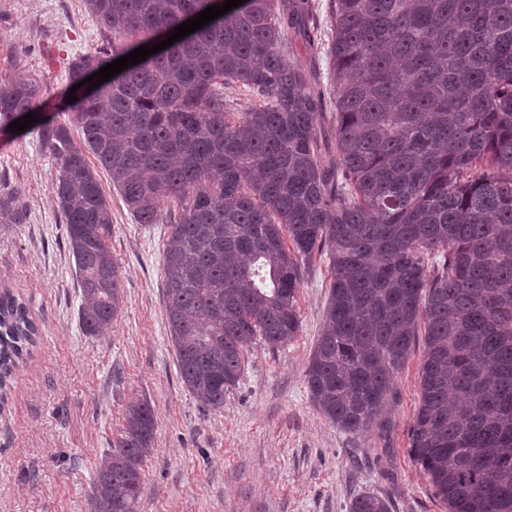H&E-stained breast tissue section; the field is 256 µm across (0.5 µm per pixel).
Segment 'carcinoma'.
Wrapping results in <instances>:
<instances>
[{"label":"carcinoma","instance_id":"carcinoma-1","mask_svg":"<svg viewBox=\"0 0 512 512\" xmlns=\"http://www.w3.org/2000/svg\"><path fill=\"white\" fill-rule=\"evenodd\" d=\"M214 4L85 0L111 39L71 61L69 85ZM329 18L327 163L316 70L286 59L290 35L316 45L309 0H246L99 87L81 86L70 104L79 146L43 118L29 83L0 86V130L34 113L57 160L85 335L111 326L122 303L112 210L90 153L138 223L171 225L169 335L201 404L223 406L256 338L281 347L298 336L299 288L324 258L313 406L345 432L369 431L424 336L411 454L448 512H512V0H329ZM237 85L258 98L249 112L227 106L224 88ZM23 218L1 194L0 219ZM36 335L27 304L1 294V389ZM154 428L149 403L127 406L95 468L89 512H139ZM350 512L390 504L364 494ZM320 68H321V74L319 72L317 73L320 76L319 79V86L321 88V91H323L326 99V109L324 110L323 118H321L318 121V135L320 138V142L322 147L327 148L334 147V140H333V123H332V110L330 107V98H332V87L327 82V61L323 55L320 54Z\"/></svg>","mask_w":512,"mask_h":512}]
</instances>
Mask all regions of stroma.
<instances>
[{"mask_svg":"<svg viewBox=\"0 0 512 512\" xmlns=\"http://www.w3.org/2000/svg\"><path fill=\"white\" fill-rule=\"evenodd\" d=\"M106 36L84 0H0V85L25 81L43 113L71 124L64 90L72 59ZM58 166L34 129L0 130V194L20 192L21 224L0 223V291L28 305L39 329L0 404V512H87L92 474L119 435L127 405L155 411L142 466V512H350L372 493L392 512H447L413 459L416 344L377 423L352 435L312 405L306 385L331 275L314 259L300 287V331L274 348L256 341L224 405L202 407L178 374L165 315L166 224H140L109 177L112 259L123 303L111 329L84 335L80 284L56 199Z\"/></svg>","mask_w":512,"mask_h":512,"instance_id":"stroma-1","label":"stroma"}]
</instances>
